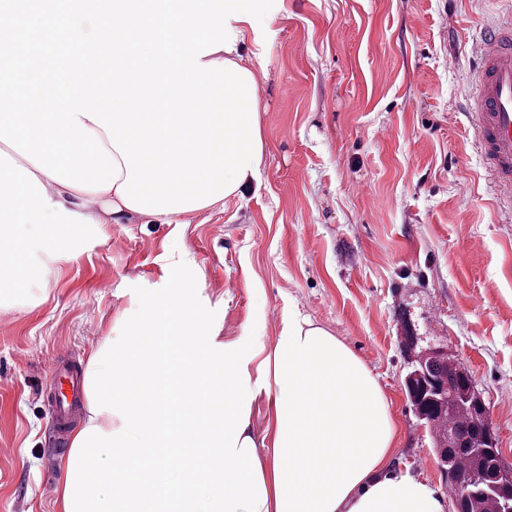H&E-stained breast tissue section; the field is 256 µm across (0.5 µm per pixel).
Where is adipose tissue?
Listing matches in <instances>:
<instances>
[{
	"instance_id": "1",
	"label": "adipose tissue",
	"mask_w": 512,
	"mask_h": 512,
	"mask_svg": "<svg viewBox=\"0 0 512 512\" xmlns=\"http://www.w3.org/2000/svg\"><path fill=\"white\" fill-rule=\"evenodd\" d=\"M116 190L81 191L24 158L0 166V288L28 279L17 231L137 219ZM85 416L61 458V512H445L396 470V422L376 376L292 310L272 344L243 347L189 295L143 301L89 354ZM269 400V440L252 424Z\"/></svg>"
}]
</instances>
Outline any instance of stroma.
Instances as JSON below:
<instances>
[{"label": "stroma", "mask_w": 512, "mask_h": 512, "mask_svg": "<svg viewBox=\"0 0 512 512\" xmlns=\"http://www.w3.org/2000/svg\"><path fill=\"white\" fill-rule=\"evenodd\" d=\"M512 0H274L248 31L265 153L241 196L185 223L99 224L0 309V512H58L55 360L86 363L145 299L194 283L200 319L272 343L295 308L377 377L393 463L448 485L408 401L411 352L446 350L512 466V217L465 114L473 47ZM185 263H178V256Z\"/></svg>", "instance_id": "1"}]
</instances>
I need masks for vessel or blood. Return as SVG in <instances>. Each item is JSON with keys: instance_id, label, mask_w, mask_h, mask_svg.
<instances>
[{"instance_id": "vessel-or-blood-1", "label": "vessel or blood", "mask_w": 512, "mask_h": 512, "mask_svg": "<svg viewBox=\"0 0 512 512\" xmlns=\"http://www.w3.org/2000/svg\"><path fill=\"white\" fill-rule=\"evenodd\" d=\"M473 52L478 68L468 119L486 169L508 190L501 205L512 210V20L488 31ZM49 386L52 425L62 444L68 438L83 387L77 372L61 362L55 365Z\"/></svg>"}]
</instances>
